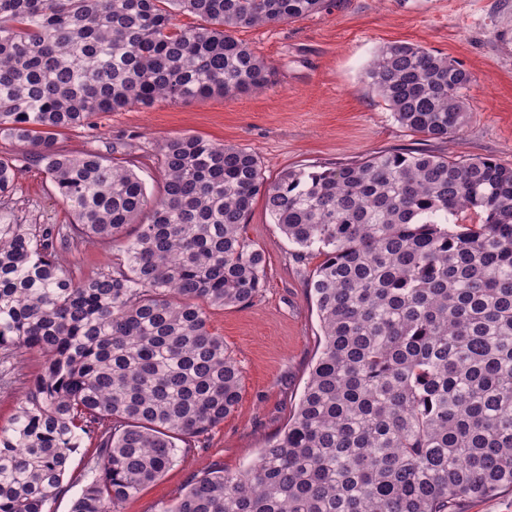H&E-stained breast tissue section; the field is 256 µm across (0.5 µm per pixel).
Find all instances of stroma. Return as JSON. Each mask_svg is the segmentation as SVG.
Instances as JSON below:
<instances>
[{"instance_id":"stroma-1","label":"stroma","mask_w":512,"mask_h":512,"mask_svg":"<svg viewBox=\"0 0 512 512\" xmlns=\"http://www.w3.org/2000/svg\"><path fill=\"white\" fill-rule=\"evenodd\" d=\"M236 36L276 67L274 86L233 99L163 101L148 110L105 113L94 128L59 135V145L78 154L121 139L152 154L168 136L197 134L250 148L271 181L289 168L324 170L400 148L512 166V0H330L329 9L283 24L242 28ZM400 42L457 61L474 75L462 137L446 142L407 131L365 82L374 53ZM19 186L27 216L68 223L37 166L23 167ZM244 235L265 251V286L249 305L210 313L211 331L223 336L240 369L239 403L209 434L205 447L190 449L184 461L119 512H158L206 470L250 467L299 402L321 333L306 291V276L316 262L295 259L263 202L255 203ZM39 365L37 356H25L0 379V427L7 425ZM94 475L95 445L87 441L70 457V489L55 501L53 512H71Z\"/></svg>"}]
</instances>
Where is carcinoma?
<instances>
[{
    "mask_svg": "<svg viewBox=\"0 0 512 512\" xmlns=\"http://www.w3.org/2000/svg\"><path fill=\"white\" fill-rule=\"evenodd\" d=\"M326 7L0 0V139L23 146L0 157V361L41 358L0 428V512H51L86 440L99 475L72 512H118L234 412L240 371L209 313L264 288L243 235L259 199L297 257H322L306 281L319 355L252 466L207 470L160 512H458L512 490V167L407 149L270 182L250 149L178 134L154 196L132 145L58 146L102 113L273 85L237 30ZM365 76L409 132L463 135L474 76L454 61L393 43ZM30 162L70 223L20 214ZM87 241L113 254L78 274L65 254Z\"/></svg>",
    "mask_w": 512,
    "mask_h": 512,
    "instance_id": "carcinoma-1",
    "label": "carcinoma"
}]
</instances>
